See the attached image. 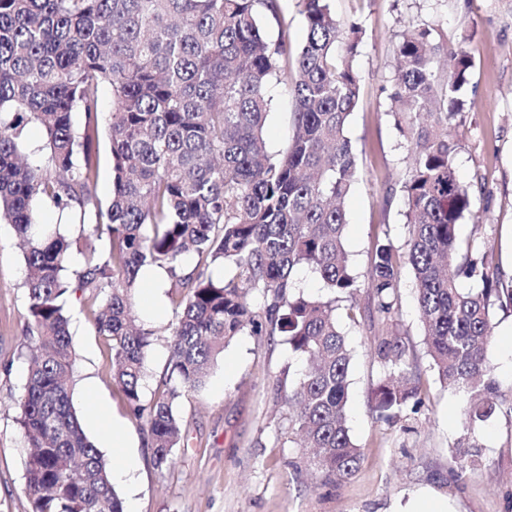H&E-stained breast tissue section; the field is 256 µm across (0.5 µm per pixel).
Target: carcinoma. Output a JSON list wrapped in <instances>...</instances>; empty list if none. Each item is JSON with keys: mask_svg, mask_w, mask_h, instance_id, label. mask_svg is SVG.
<instances>
[{"mask_svg": "<svg viewBox=\"0 0 512 512\" xmlns=\"http://www.w3.org/2000/svg\"><path fill=\"white\" fill-rule=\"evenodd\" d=\"M298 5L301 47L288 42L279 0H0V223L21 241L26 269L27 377L17 423L29 448L32 512H126L74 403L66 304L76 293L97 306L112 380L157 469L173 464L183 439V391L201 387L245 331L283 336L303 358L299 376L275 387L288 407V442L311 452L310 464L328 478L358 469L362 453L346 412L353 354L336 310L359 288L344 232L359 175L347 127L359 99L352 61L361 27L337 21L331 0ZM474 66L472 50L448 46L425 23L403 34L389 100L413 139L400 186L408 240L402 252L389 235L377 238L367 273L378 320L395 327L399 264L411 265L433 367L441 383L469 397L456 447L473 464L474 427L499 414L512 421V387H502L489 360L495 311L512 312V277L493 261L490 241L457 235L472 198L456 175L451 130L466 111ZM104 83L112 88V197L103 207L91 187ZM273 85L294 103L293 134L275 153L264 136ZM29 123L46 133L43 164L24 152ZM47 205L60 219L80 213L82 224L93 209L87 233L109 239L108 255L92 251L70 268L72 242L61 223L42 221ZM189 253L199 261L187 273ZM226 267L230 273L214 275ZM301 267L319 274L328 295L295 294ZM148 268L165 270L176 297L164 328L170 377L149 400L143 381L154 331L133 311ZM461 279L477 287L464 291ZM254 292L258 310L248 301ZM372 353L384 367L375 411L385 421L408 419L424 395L408 344L396 333L376 336Z\"/></svg>", "mask_w": 512, "mask_h": 512, "instance_id": "obj_1", "label": "carcinoma"}]
</instances>
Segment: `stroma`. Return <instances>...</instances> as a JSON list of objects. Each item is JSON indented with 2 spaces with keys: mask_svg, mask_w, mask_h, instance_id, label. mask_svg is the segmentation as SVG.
<instances>
[{
  "mask_svg": "<svg viewBox=\"0 0 512 512\" xmlns=\"http://www.w3.org/2000/svg\"><path fill=\"white\" fill-rule=\"evenodd\" d=\"M337 20L363 29L354 66L360 97L349 137L357 148L360 177L347 200L345 247L358 276H365L373 244L389 235L406 239L400 184L411 163L412 143L389 112L396 46L412 25H433L451 44L469 45L475 68L469 112L457 125L455 166L474 189L471 216L458 226L461 239L491 240L501 269L512 275V0H332ZM265 136L282 149L292 131L293 105L283 89ZM482 229H475L474 218ZM25 266L14 231L0 224V512H31L25 489L28 450L16 423L26 374L21 356L27 320L22 282ZM398 330L409 345L426 388L412 415L411 431L379 418L373 390L384 374L370 351L381 334L367 286L355 295L360 324L344 320L354 351L347 416L362 452L358 471L346 481L315 476L297 449L288 447V409L275 400L273 384L301 360L283 337L237 336L212 368L205 385L179 401L184 447L170 469L157 470L146 437L112 383L111 350L94 327L90 303L70 300V339L75 353L74 398L81 417L100 412L103 426L129 433L136 466L130 482L116 488L132 512H407L422 495L447 502L450 512H512V424L496 416L476 425L482 446L477 470L454 478L466 397L440 383L423 344L411 266L400 267Z\"/></svg>",
  "mask_w": 512,
  "mask_h": 512,
  "instance_id": "1",
  "label": "stroma"
}]
</instances>
